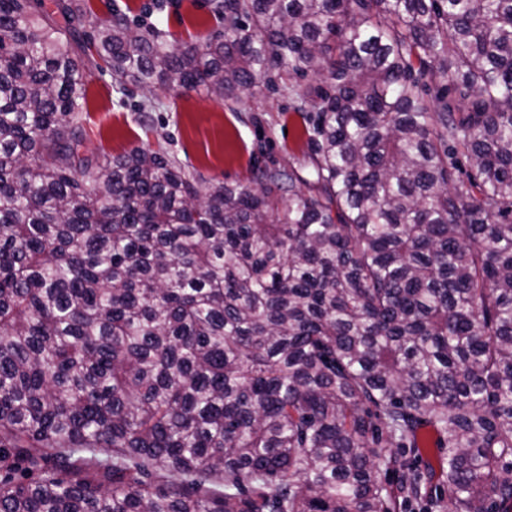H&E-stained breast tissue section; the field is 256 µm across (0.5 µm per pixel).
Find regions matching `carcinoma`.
Wrapping results in <instances>:
<instances>
[{"label": "carcinoma", "instance_id": "cac0c4a2", "mask_svg": "<svg viewBox=\"0 0 512 512\" xmlns=\"http://www.w3.org/2000/svg\"><path fill=\"white\" fill-rule=\"evenodd\" d=\"M32 2L0 0V512H512V0H221L179 45ZM91 49L119 93L327 78L311 194L86 154Z\"/></svg>", "mask_w": 512, "mask_h": 512}]
</instances>
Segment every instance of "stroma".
I'll return each mask as SVG.
<instances>
[{
  "label": "stroma",
  "instance_id": "stroma-1",
  "mask_svg": "<svg viewBox=\"0 0 512 512\" xmlns=\"http://www.w3.org/2000/svg\"><path fill=\"white\" fill-rule=\"evenodd\" d=\"M86 2L94 20L119 11L130 22L154 28L176 43H201L224 29L215 0ZM82 66L84 147L100 158L134 147L161 148L211 185L247 181L258 166L308 174L305 123L292 105L297 95L312 96L326 87L325 78L275 69L236 100L183 88L155 98L134 87L124 97L95 53L83 55Z\"/></svg>",
  "mask_w": 512,
  "mask_h": 512
}]
</instances>
